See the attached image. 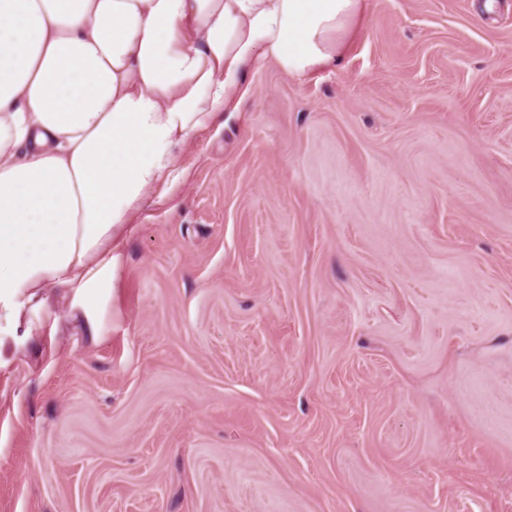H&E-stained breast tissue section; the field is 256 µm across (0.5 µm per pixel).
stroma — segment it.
<instances>
[{"instance_id": "1", "label": "stroma", "mask_w": 512, "mask_h": 512, "mask_svg": "<svg viewBox=\"0 0 512 512\" xmlns=\"http://www.w3.org/2000/svg\"><path fill=\"white\" fill-rule=\"evenodd\" d=\"M120 250L0 333V512H512V0H365L248 74Z\"/></svg>"}]
</instances>
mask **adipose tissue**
Wrapping results in <instances>:
<instances>
[{
	"label": "adipose tissue",
	"mask_w": 512,
	"mask_h": 512,
	"mask_svg": "<svg viewBox=\"0 0 512 512\" xmlns=\"http://www.w3.org/2000/svg\"><path fill=\"white\" fill-rule=\"evenodd\" d=\"M364 0H0V330L67 289L101 335L116 250L258 62H335Z\"/></svg>",
	"instance_id": "1"
}]
</instances>
